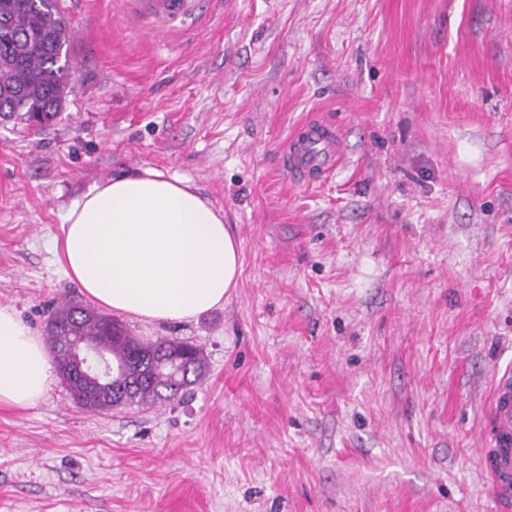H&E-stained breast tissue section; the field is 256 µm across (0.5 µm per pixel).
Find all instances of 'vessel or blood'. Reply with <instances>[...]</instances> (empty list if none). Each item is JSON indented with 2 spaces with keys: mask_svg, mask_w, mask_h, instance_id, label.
<instances>
[{
  "mask_svg": "<svg viewBox=\"0 0 512 512\" xmlns=\"http://www.w3.org/2000/svg\"><path fill=\"white\" fill-rule=\"evenodd\" d=\"M131 21L147 33H169L201 12L200 0H126ZM344 156L342 135L333 122L312 118L292 135L284 164L295 182L331 178ZM492 497L502 512H512V372L498 373L484 414L480 450Z\"/></svg>",
  "mask_w": 512,
  "mask_h": 512,
  "instance_id": "1",
  "label": "vessel or blood"
}]
</instances>
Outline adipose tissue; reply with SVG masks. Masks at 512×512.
Returning <instances> with one entry per match:
<instances>
[{
  "label": "adipose tissue",
  "mask_w": 512,
  "mask_h": 512,
  "mask_svg": "<svg viewBox=\"0 0 512 512\" xmlns=\"http://www.w3.org/2000/svg\"><path fill=\"white\" fill-rule=\"evenodd\" d=\"M59 261L91 303L145 322L223 306L241 266L221 212L187 180L154 168L114 176L76 202ZM53 372L39 336L0 305V406H36Z\"/></svg>",
  "instance_id": "1"
}]
</instances>
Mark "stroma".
<instances>
[{"mask_svg": "<svg viewBox=\"0 0 512 512\" xmlns=\"http://www.w3.org/2000/svg\"><path fill=\"white\" fill-rule=\"evenodd\" d=\"M121 0H60L71 91L0 120V305L36 334L83 301L55 251L75 202L154 167L240 243L222 307L122 321L200 345L185 395L108 413L61 378L0 407V512H500L479 462L512 369V0H204L142 33ZM341 130L296 183L289 137ZM343 156V139L336 124L312 118L290 138L284 165L295 182L309 185L331 178Z\"/></svg>", "mask_w": 512, "mask_h": 512, "instance_id": "stroma-1", "label": "stroma"}]
</instances>
